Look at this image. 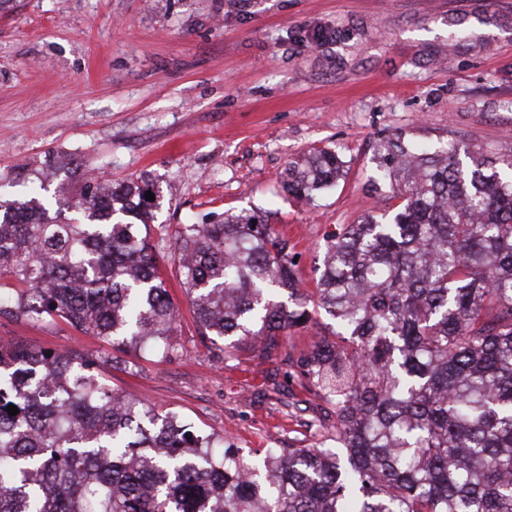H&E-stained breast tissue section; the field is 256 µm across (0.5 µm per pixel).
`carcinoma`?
Returning a JSON list of instances; mask_svg holds the SVG:
<instances>
[{
    "instance_id": "carcinoma-1",
    "label": "carcinoma",
    "mask_w": 512,
    "mask_h": 512,
    "mask_svg": "<svg viewBox=\"0 0 512 512\" xmlns=\"http://www.w3.org/2000/svg\"><path fill=\"white\" fill-rule=\"evenodd\" d=\"M344 168L305 153L283 187L311 201ZM377 169L401 204L327 236L317 306L335 339L285 356L331 406L334 447L226 445L113 392L93 354L0 341V512H512V156L396 136ZM148 191L146 175L92 177L53 217L0 197V288L14 282L0 315L171 357L180 320ZM174 246L224 359L271 358L310 321L293 246L257 212L182 224Z\"/></svg>"
}]
</instances>
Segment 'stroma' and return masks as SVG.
Segmentation results:
<instances>
[{"label": "stroma", "instance_id": "1", "mask_svg": "<svg viewBox=\"0 0 512 512\" xmlns=\"http://www.w3.org/2000/svg\"><path fill=\"white\" fill-rule=\"evenodd\" d=\"M512 154V0H10L0 10V194L15 175L91 172L159 189L150 237L182 314L177 356L123 353L64 322L0 315V337L91 353L112 389L173 410L239 448H309L327 406L279 358L216 360L171 259L178 225L260 212L295 246L307 293L326 237L394 210L374 187L379 144ZM331 148L339 184L288 196L289 160Z\"/></svg>", "mask_w": 512, "mask_h": 512}]
</instances>
